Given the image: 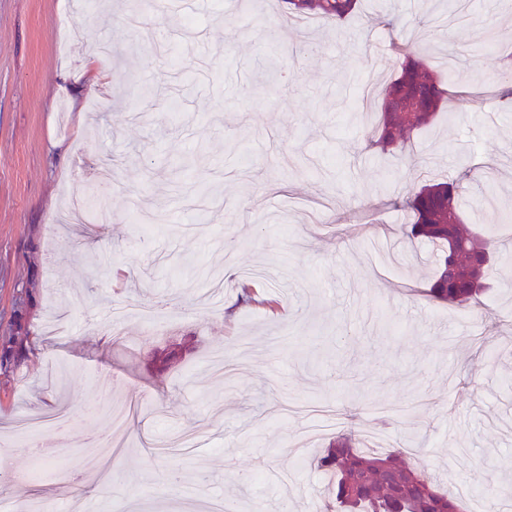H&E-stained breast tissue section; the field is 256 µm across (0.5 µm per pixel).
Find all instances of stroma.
Returning a JSON list of instances; mask_svg holds the SVG:
<instances>
[{
  "mask_svg": "<svg viewBox=\"0 0 512 512\" xmlns=\"http://www.w3.org/2000/svg\"><path fill=\"white\" fill-rule=\"evenodd\" d=\"M416 0L283 24L280 0H0V500L90 491L98 512H194L166 476L238 512H321L312 459L373 432L467 512H512V0L450 26ZM452 96L410 162L372 148L367 81L409 46ZM108 78L83 93L89 52ZM454 179L497 229L480 306L421 296L411 182ZM252 280L276 312L239 303ZM127 420L112 482L90 478L85 403Z\"/></svg>",
  "mask_w": 512,
  "mask_h": 512,
  "instance_id": "35a3bbf8",
  "label": "stroma"
}]
</instances>
